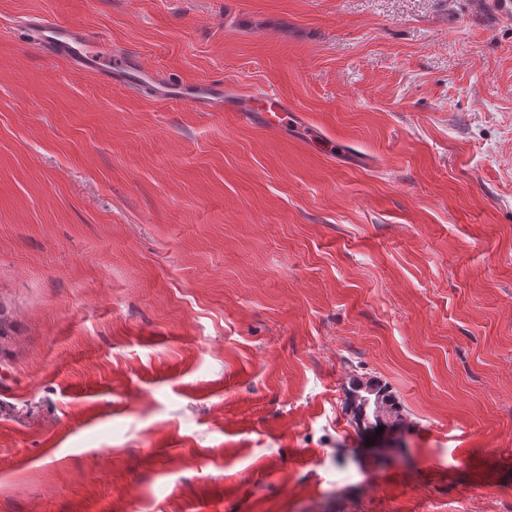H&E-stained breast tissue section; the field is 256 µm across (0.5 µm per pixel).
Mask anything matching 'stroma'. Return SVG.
I'll list each match as a JSON object with an SVG mask.
<instances>
[{
  "mask_svg": "<svg viewBox=\"0 0 512 512\" xmlns=\"http://www.w3.org/2000/svg\"><path fill=\"white\" fill-rule=\"evenodd\" d=\"M497 2L0 0V512H512ZM32 16L288 122L76 67ZM219 89L213 85H199L188 101L204 112L224 111V98L211 96ZM231 108L240 112L245 119H249L252 112H262L265 124L270 128L285 125L288 122V112L292 111L286 100L268 93L236 101ZM377 397L381 398L376 405V413L380 416L389 415V409L385 403H390L391 407L395 409L397 419H400L399 426L402 425V416L400 406L395 398L389 393L384 385L378 381H369L366 383V388L363 391L362 384L359 382L351 389L350 392V406L353 413V420L358 430L366 433L376 434V430L380 424L379 420L374 415V408H372L374 401ZM370 401L367 407V402ZM356 404V405H355Z\"/></svg>",
  "mask_w": 512,
  "mask_h": 512,
  "instance_id": "obj_1",
  "label": "stroma"
}]
</instances>
